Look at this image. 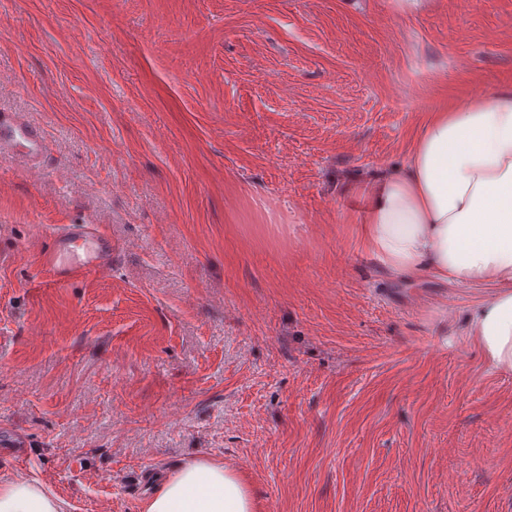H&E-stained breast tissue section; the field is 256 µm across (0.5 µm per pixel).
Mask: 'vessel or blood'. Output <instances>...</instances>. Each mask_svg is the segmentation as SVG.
Listing matches in <instances>:
<instances>
[{
	"instance_id": "b4317fda",
	"label": "vessel or blood",
	"mask_w": 512,
	"mask_h": 512,
	"mask_svg": "<svg viewBox=\"0 0 512 512\" xmlns=\"http://www.w3.org/2000/svg\"><path fill=\"white\" fill-rule=\"evenodd\" d=\"M45 149L40 127L22 118L0 115V153L21 152L29 164H38ZM43 266L58 282L112 267V241L90 224H69L58 228L51 250L43 253Z\"/></svg>"
}]
</instances>
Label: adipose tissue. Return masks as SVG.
<instances>
[{
    "label": "adipose tissue",
    "instance_id": "obj_1",
    "mask_svg": "<svg viewBox=\"0 0 512 512\" xmlns=\"http://www.w3.org/2000/svg\"><path fill=\"white\" fill-rule=\"evenodd\" d=\"M356 235L391 273L491 284L466 334L495 370L512 373V86L430 113L404 165L350 185ZM244 479L193 459L170 470L143 512H255ZM0 512H63L38 480L0 477Z\"/></svg>",
    "mask_w": 512,
    "mask_h": 512
}]
</instances>
